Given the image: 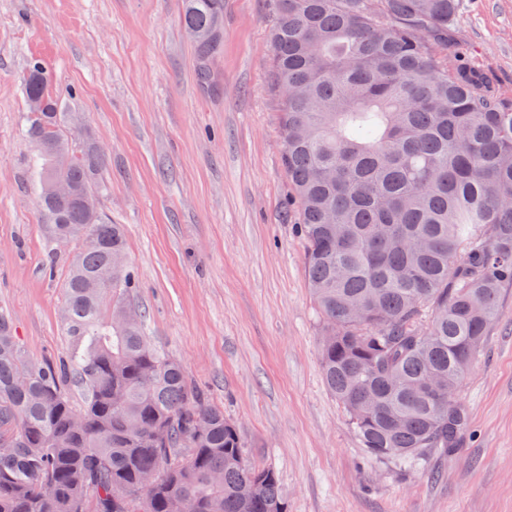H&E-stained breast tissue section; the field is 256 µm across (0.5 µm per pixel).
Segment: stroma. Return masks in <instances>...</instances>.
I'll return each instance as SVG.
<instances>
[{
  "mask_svg": "<svg viewBox=\"0 0 512 512\" xmlns=\"http://www.w3.org/2000/svg\"><path fill=\"white\" fill-rule=\"evenodd\" d=\"M184 0H0V309L26 354L65 358L74 247L37 215L21 80L50 70L61 111L107 155L99 208L123 225L150 343L223 408L288 512H512V288L460 390L470 424L448 457H369L323 383L321 324L288 204L270 0H224L214 82L197 78ZM448 47L512 101V0H461Z\"/></svg>",
  "mask_w": 512,
  "mask_h": 512,
  "instance_id": "obj_1",
  "label": "stroma"
}]
</instances>
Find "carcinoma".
Listing matches in <instances>:
<instances>
[{
  "label": "carcinoma",
  "mask_w": 512,
  "mask_h": 512,
  "mask_svg": "<svg viewBox=\"0 0 512 512\" xmlns=\"http://www.w3.org/2000/svg\"><path fill=\"white\" fill-rule=\"evenodd\" d=\"M459 0H273L271 86L321 320L327 389L363 448L415 464L454 453L459 389L512 288V102L448 57ZM384 14L383 21L379 14ZM224 0H186L197 76L211 85ZM33 58L23 90L37 152L38 216L76 246L57 364L29 358L0 311V512H287L274 470L152 347L130 301L123 226L85 196L106 154L76 139ZM72 194L45 188L48 170ZM438 378L444 389L426 385ZM84 391L76 407L61 384ZM156 482L141 487L142 476Z\"/></svg>",
  "instance_id": "carcinoma-1"
}]
</instances>
